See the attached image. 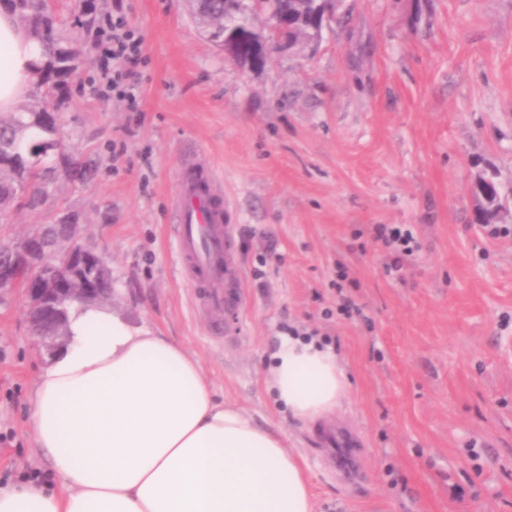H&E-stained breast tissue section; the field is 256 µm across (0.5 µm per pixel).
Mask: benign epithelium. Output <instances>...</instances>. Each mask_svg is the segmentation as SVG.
Returning <instances> with one entry per match:
<instances>
[{
    "mask_svg": "<svg viewBox=\"0 0 512 512\" xmlns=\"http://www.w3.org/2000/svg\"><path fill=\"white\" fill-rule=\"evenodd\" d=\"M255 14L269 15L266 26L248 38L264 56L295 47L288 39V21L268 13L267 0H249ZM241 35L224 33V58L237 62ZM73 225H57L53 236L46 227L0 250V295L23 288L29 319L38 342L55 353L58 340L68 337L73 311L94 308L112 299V276L103 259L75 239Z\"/></svg>",
    "mask_w": 512,
    "mask_h": 512,
    "instance_id": "benign-epithelium-1",
    "label": "benign epithelium"
}]
</instances>
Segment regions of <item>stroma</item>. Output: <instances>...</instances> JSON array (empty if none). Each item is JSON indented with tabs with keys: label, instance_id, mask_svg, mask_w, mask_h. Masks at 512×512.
<instances>
[{
	"label": "stroma",
	"instance_id": "35a3bbf8",
	"mask_svg": "<svg viewBox=\"0 0 512 512\" xmlns=\"http://www.w3.org/2000/svg\"><path fill=\"white\" fill-rule=\"evenodd\" d=\"M115 1L77 24L72 0H53L83 60L54 163L93 172L50 185L40 209L13 205L0 242L75 218L112 273L103 311L180 344L218 399L283 433L317 512H512V209L490 236L471 193L484 172L512 188V0H344L315 53L273 55L260 74L225 60L177 0H119L144 39L133 106L99 86L97 26ZM198 157L231 209L234 339L212 337L175 263L172 196ZM378 224L412 230L399 270ZM289 327L328 337L349 377L328 419L364 443L355 487L323 470L317 423L266 387ZM51 361L22 290L0 296V489L46 471L27 418Z\"/></svg>",
	"mask_w": 512,
	"mask_h": 512
}]
</instances>
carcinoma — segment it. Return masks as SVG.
Masks as SVG:
<instances>
[{"instance_id":"1","label":"carcinoma","mask_w":512,"mask_h":512,"mask_svg":"<svg viewBox=\"0 0 512 512\" xmlns=\"http://www.w3.org/2000/svg\"><path fill=\"white\" fill-rule=\"evenodd\" d=\"M339 0H269V8L288 17L290 36L306 46L317 35L310 29L305 14L317 7L335 9ZM248 0H202V11L217 27L213 37L224 38V28H232L248 21ZM5 6L16 13L40 40L43 61L39 67L40 102L23 112L0 116V152L9 154L22 143L47 140L59 143V126L38 123L42 112H58L68 91L69 80L76 76L82 64V54L76 44L61 30L59 20L48 0H7ZM54 171L52 155L36 162H25L13 170L0 168V220L9 207L19 201L32 208L44 204L48 198L49 176ZM473 194L479 202L478 220L489 223L503 209L498 182L485 187L474 185Z\"/></svg>"}]
</instances>
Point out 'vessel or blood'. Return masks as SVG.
<instances>
[{
  "label": "vessel or blood",
  "mask_w": 512,
  "mask_h": 512,
  "mask_svg": "<svg viewBox=\"0 0 512 512\" xmlns=\"http://www.w3.org/2000/svg\"><path fill=\"white\" fill-rule=\"evenodd\" d=\"M177 261L199 312L224 330L237 329L244 291L233 229L211 167L198 159L182 168L174 197ZM327 469L348 479L361 467L365 448L352 430L332 425L318 434Z\"/></svg>",
  "instance_id": "vessel-or-blood-1"
}]
</instances>
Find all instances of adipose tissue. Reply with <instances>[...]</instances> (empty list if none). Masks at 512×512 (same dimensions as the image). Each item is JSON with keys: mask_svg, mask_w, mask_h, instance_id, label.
I'll return each instance as SVG.
<instances>
[{"mask_svg": "<svg viewBox=\"0 0 512 512\" xmlns=\"http://www.w3.org/2000/svg\"><path fill=\"white\" fill-rule=\"evenodd\" d=\"M41 44L0 11V112L37 82ZM39 376L28 424L46 482L0 489V512H315L287 439L218 401L198 359L167 337L90 308ZM268 383L302 421L338 405L348 379L319 338L285 336Z\"/></svg>", "mask_w": 512, "mask_h": 512, "instance_id": "ef3b65f1", "label": "adipose tissue"}]
</instances>
